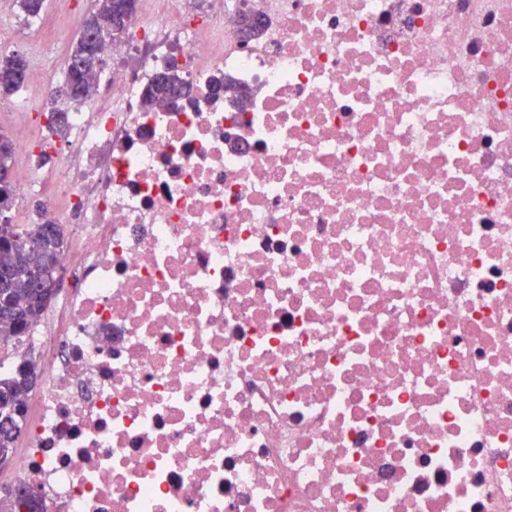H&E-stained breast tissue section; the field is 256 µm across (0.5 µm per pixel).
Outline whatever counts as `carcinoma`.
Listing matches in <instances>:
<instances>
[{
  "label": "carcinoma",
  "mask_w": 512,
  "mask_h": 512,
  "mask_svg": "<svg viewBox=\"0 0 512 512\" xmlns=\"http://www.w3.org/2000/svg\"><path fill=\"white\" fill-rule=\"evenodd\" d=\"M116 0H95L94 9L83 25H90L99 18L112 17ZM83 49L76 45L68 56L67 68L74 71L78 83L87 93H92L99 78V71L91 64H81ZM25 62L14 53L0 55V94H13L23 82L19 74ZM181 87L177 67L172 66L157 75L146 91L144 104L152 105L172 97ZM64 243L62 225L40 221L27 229L11 225L7 236L0 237V341L8 342L24 336L44 309L35 303L39 293L35 273L39 269L60 262ZM35 381L34 369L19 368L11 378H0V448L10 447L13 435L20 430L19 418L23 417L25 397Z\"/></svg>",
  "instance_id": "obj_1"
}]
</instances>
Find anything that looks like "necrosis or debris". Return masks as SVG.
<instances>
[{"instance_id":"1","label":"necrosis or debris","mask_w":512,"mask_h":512,"mask_svg":"<svg viewBox=\"0 0 512 512\" xmlns=\"http://www.w3.org/2000/svg\"><path fill=\"white\" fill-rule=\"evenodd\" d=\"M180 2L67 114L42 202L70 287L0 342L38 376L7 484L40 512H512V0ZM173 63L182 99L144 107Z\"/></svg>"}]
</instances>
